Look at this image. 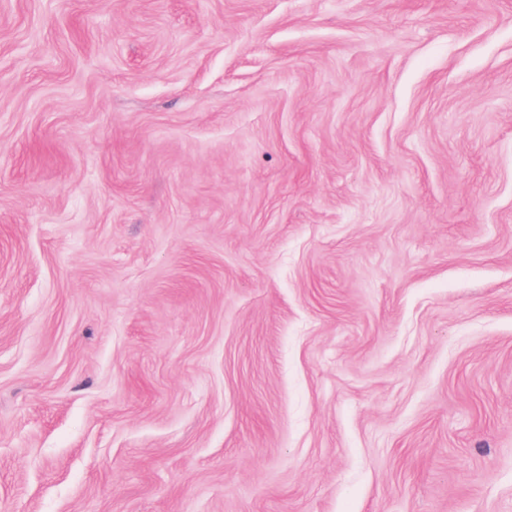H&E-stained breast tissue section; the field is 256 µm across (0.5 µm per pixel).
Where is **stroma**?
I'll use <instances>...</instances> for the list:
<instances>
[{"label": "stroma", "mask_w": 512, "mask_h": 512, "mask_svg": "<svg viewBox=\"0 0 512 512\" xmlns=\"http://www.w3.org/2000/svg\"><path fill=\"white\" fill-rule=\"evenodd\" d=\"M0 512H512V0H0Z\"/></svg>", "instance_id": "1"}]
</instances>
